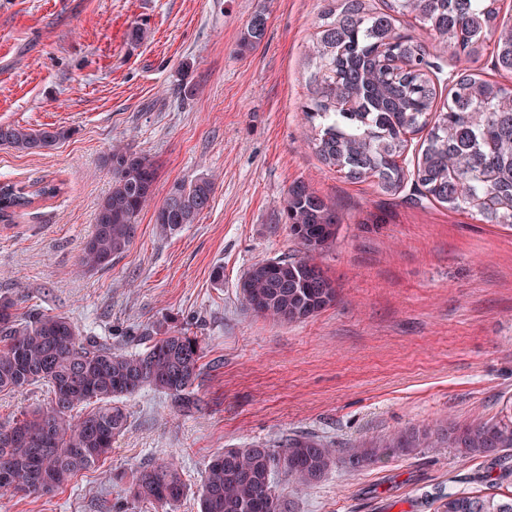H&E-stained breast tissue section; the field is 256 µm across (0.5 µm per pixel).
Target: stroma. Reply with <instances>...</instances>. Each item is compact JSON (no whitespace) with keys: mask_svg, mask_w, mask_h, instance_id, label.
Masks as SVG:
<instances>
[{"mask_svg":"<svg viewBox=\"0 0 512 512\" xmlns=\"http://www.w3.org/2000/svg\"><path fill=\"white\" fill-rule=\"evenodd\" d=\"M323 0H0V124L70 129L38 155L0 145V183L63 184L0 230V294L20 316H68L85 336L139 352L141 331L168 323L203 347L179 411L146 387L125 401L127 431L99 467L44 496L0 492V512H162L133 501L135 471L172 458L199 512L214 455L293 433L335 447L448 421L512 413V228L394 195L325 166L302 106L309 43ZM261 43L239 52L256 13ZM144 35L132 40V27ZM399 31L425 44L445 77L448 50L410 16ZM123 145L158 169L151 206L128 250L81 273L98 202L112 186L105 159ZM215 183L195 223L160 235L154 213L174 183ZM334 204L335 246L314 261L338 298L305 322L255 315L237 284L261 260L298 257L281 221L289 186ZM223 267V281L214 270ZM484 459L414 448L359 470L338 467L296 499V512H437L443 493L485 492Z\"/></svg>","mask_w":512,"mask_h":512,"instance_id":"stroma-1","label":"stroma"}]
</instances>
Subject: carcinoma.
Listing matches in <instances>:
<instances>
[{"instance_id": "1", "label": "carcinoma", "mask_w": 512, "mask_h": 512, "mask_svg": "<svg viewBox=\"0 0 512 512\" xmlns=\"http://www.w3.org/2000/svg\"><path fill=\"white\" fill-rule=\"evenodd\" d=\"M326 2L309 46L315 72L303 105L306 120L321 129L312 139L321 162L351 180L373 178L390 195L412 180L421 199L511 227L512 89L463 73L439 108L431 78L437 66L426 46L396 32L398 17L411 15L457 59L476 63L487 51L497 70L512 73V24L500 16L499 0H382L381 8L372 0ZM265 31L266 17L255 14L239 50L256 48ZM424 129L427 135L411 169L405 156L408 136ZM69 136V130L58 127L0 125V144L21 153L45 152ZM105 163L112 169V189L98 205L95 229L82 253L85 272L106 269L127 251L157 180L152 159L120 145L112 147ZM61 191L62 184L53 179L0 183V229L11 228L24 210ZM213 192L206 177L173 184L155 211L160 234L195 223ZM282 221L303 255L252 264L241 277L247 287L239 292L254 313L292 324L336 302L335 283L311 255L336 244L340 225L333 206L302 181L289 186ZM153 335L143 351H115L101 337L81 336L65 315L23 318L14 299L0 295V392L40 384L50 394L48 406L0 425V491L54 493L98 466L128 428L122 399L145 387L168 396L183 411L200 406L192 391L203 357L198 337L173 327ZM91 404L92 410L76 412ZM442 443L464 457L495 461L512 448V417L452 421L433 431L410 429L356 443L343 457L312 435L226 448L205 472L200 512H280L282 502L295 512L292 494L310 488L339 463L358 470L409 448ZM131 494L173 509L185 494L175 461L141 470ZM442 500L441 512H512V496L503 499L494 492H455Z\"/></svg>"}]
</instances>
